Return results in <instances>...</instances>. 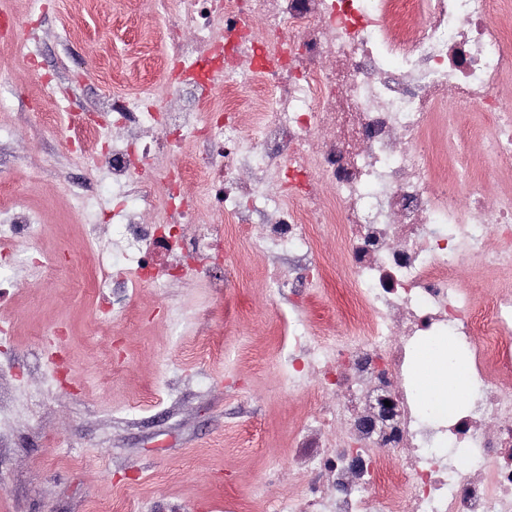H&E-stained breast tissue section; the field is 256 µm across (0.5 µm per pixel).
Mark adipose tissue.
Segmentation results:
<instances>
[{
  "label": "adipose tissue",
  "instance_id": "ef3b65f1",
  "mask_svg": "<svg viewBox=\"0 0 512 512\" xmlns=\"http://www.w3.org/2000/svg\"><path fill=\"white\" fill-rule=\"evenodd\" d=\"M454 354L453 344L440 336L418 356L415 385L419 398L440 414L452 411L471 389L469 368L455 360Z\"/></svg>",
  "mask_w": 512,
  "mask_h": 512
}]
</instances>
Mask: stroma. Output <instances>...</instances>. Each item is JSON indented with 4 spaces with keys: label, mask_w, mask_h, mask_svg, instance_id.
Listing matches in <instances>:
<instances>
[{
    "label": "stroma",
    "mask_w": 512,
    "mask_h": 512,
    "mask_svg": "<svg viewBox=\"0 0 512 512\" xmlns=\"http://www.w3.org/2000/svg\"><path fill=\"white\" fill-rule=\"evenodd\" d=\"M173 0H0V214L24 204L36 247L61 264L28 266L0 290V512H275L297 496L298 426L324 405L315 381L283 365L301 320L349 340L343 257L319 232L333 273L299 305L274 294L284 251H257L224 227L233 278L210 265L164 288L115 284L98 296L110 244L112 181L71 151L58 121L112 128L107 103L142 87L170 111L160 62ZM30 58L31 68L19 65Z\"/></svg>",
    "instance_id": "stroma-1"
}]
</instances>
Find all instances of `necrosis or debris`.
I'll use <instances>...</instances> for the list:
<instances>
[{"instance_id":"4bbe7bcc","label":"necrosis or debris","mask_w":512,"mask_h":512,"mask_svg":"<svg viewBox=\"0 0 512 512\" xmlns=\"http://www.w3.org/2000/svg\"><path fill=\"white\" fill-rule=\"evenodd\" d=\"M223 28V41L214 31ZM165 69L179 72L180 105L168 134L142 141L131 118L155 120L146 88L112 115L126 129L101 151L104 133L73 127L89 166L105 165L119 195L97 282L158 285L172 265L163 251L217 263L222 227L263 218L253 244L280 248L326 275L313 258L320 226L345 254L348 300L358 336L326 344L296 331L288 378H308L328 399L302 423L308 465L288 512H512V285L477 306L469 267L512 269V192L491 193L512 173V108L496 90L512 80V9L500 0H177L165 25ZM222 100L202 93L208 73ZM479 105L484 122L466 112ZM204 142L189 168L184 145ZM477 145L490 174L438 167L435 145ZM150 176H142V169ZM192 175L203 202L185 199ZM152 222H145V215ZM198 227L186 247L182 228ZM24 206L0 220V254L38 240ZM467 348L474 394L449 416L427 417L412 384L415 348L431 336Z\"/></svg>"}]
</instances>
